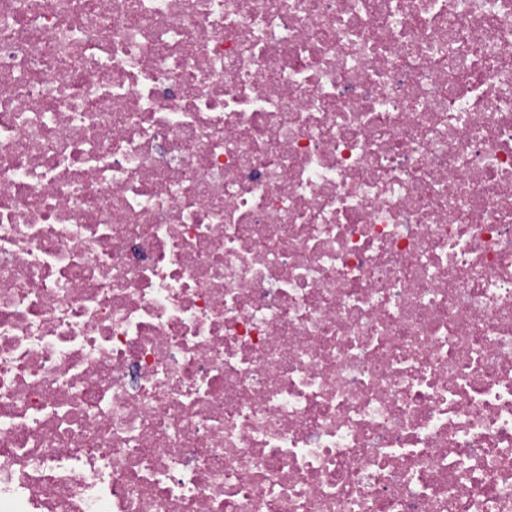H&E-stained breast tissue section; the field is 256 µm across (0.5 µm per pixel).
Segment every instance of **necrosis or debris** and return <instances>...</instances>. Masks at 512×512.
Segmentation results:
<instances>
[{"label": "necrosis or debris", "instance_id": "1", "mask_svg": "<svg viewBox=\"0 0 512 512\" xmlns=\"http://www.w3.org/2000/svg\"><path fill=\"white\" fill-rule=\"evenodd\" d=\"M0 512H512V0H0Z\"/></svg>", "mask_w": 512, "mask_h": 512}]
</instances>
